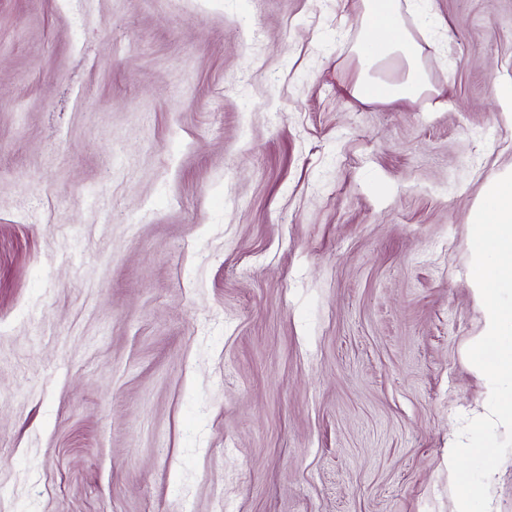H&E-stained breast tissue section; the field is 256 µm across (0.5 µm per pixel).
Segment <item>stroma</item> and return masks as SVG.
Segmentation results:
<instances>
[{"mask_svg":"<svg viewBox=\"0 0 512 512\" xmlns=\"http://www.w3.org/2000/svg\"><path fill=\"white\" fill-rule=\"evenodd\" d=\"M0 0V512H453L512 0ZM403 12L402 0H362V26L368 36L354 47L358 76L348 93L363 103L425 100L434 111L444 105L442 92L429 79L423 47ZM371 85L383 86L384 92L368 95L365 90Z\"/></svg>","mask_w":512,"mask_h":512,"instance_id":"obj_1","label":"stroma"}]
</instances>
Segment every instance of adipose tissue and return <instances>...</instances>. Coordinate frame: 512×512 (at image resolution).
Returning <instances> with one entry per match:
<instances>
[{"instance_id": "ef3b65f1", "label": "adipose tissue", "mask_w": 512, "mask_h": 512, "mask_svg": "<svg viewBox=\"0 0 512 512\" xmlns=\"http://www.w3.org/2000/svg\"><path fill=\"white\" fill-rule=\"evenodd\" d=\"M402 0H362L366 38L354 47L358 76L348 89L360 102L426 101L441 108L442 93L430 81L423 48L403 18Z\"/></svg>"}]
</instances>
